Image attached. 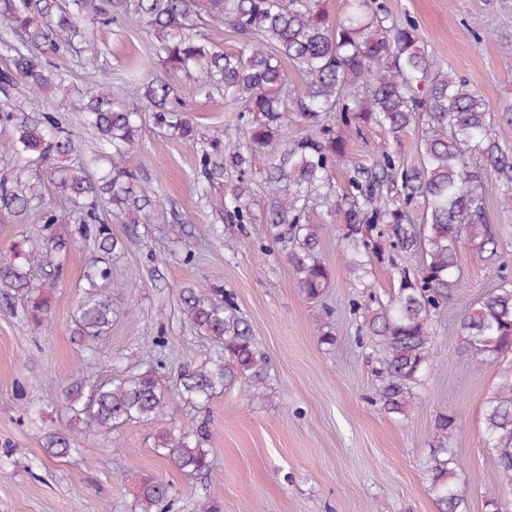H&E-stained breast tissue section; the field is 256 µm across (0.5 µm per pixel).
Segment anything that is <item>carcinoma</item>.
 Listing matches in <instances>:
<instances>
[{
  "instance_id": "carcinoma-1",
  "label": "carcinoma",
  "mask_w": 512,
  "mask_h": 512,
  "mask_svg": "<svg viewBox=\"0 0 512 512\" xmlns=\"http://www.w3.org/2000/svg\"><path fill=\"white\" fill-rule=\"evenodd\" d=\"M229 24L241 37L235 51L218 47L193 29L201 12ZM134 14L153 36L151 56L162 74L138 73L113 85L91 84L79 92L70 111L83 126L112 147L110 168L91 171L80 159L79 143L52 112H35L15 96L23 82L45 98L70 94L67 75L50 57L81 44V52H98L85 34L89 24H109ZM0 32L9 64L0 69V163L18 172L0 178V216L38 214L43 236L34 247L20 244L13 256L0 260V288L26 301L25 318L45 326L51 311L48 295L32 284L38 268L52 281L64 277L61 253L76 234L93 243L101 256L90 261L83 278L87 287L74 316L72 338L83 351L96 352L112 325V290L122 284L112 277V256L121 243L112 223L148 224L156 204L154 190L140 175L131 153L139 138L142 116L125 103L124 90L142 81V99L154 124L195 139L194 125L175 118L173 80L188 77L208 95L241 104L243 132L225 139L198 142L200 177L208 186L224 182V167L243 175L253 155L266 154L268 201L266 223L289 225L293 246L287 253L297 288L309 299L321 297L330 273L320 258L323 225L313 223L318 211L343 214L345 238L362 269L388 262L397 274V289L374 313L366 334L384 354V377L378 391L381 408L401 415L414 385L436 360L431 320L448 308L463 287L458 248L466 243L491 265L503 259L486 200L493 194L512 204V146L494 131L492 108L469 82L441 67L417 36L411 19L398 20L380 0H346V10L331 18L324 0H0ZM302 78L295 85L284 65ZM309 133L288 139V109ZM368 128L383 132L387 143L368 164L347 158L344 131ZM417 136V161L405 164L402 145ZM35 167L53 176L72 206L68 223L45 203L39 176L24 178ZM346 173L339 189L333 173ZM398 185L392 196L388 187ZM241 181L224 211L235 224L255 217ZM421 210L420 222L413 213ZM417 253L420 266L409 274L397 267L393 254ZM219 288L202 285L181 290V312L206 342L221 350L197 366L177 371L165 390L154 367L136 368L96 386L79 376L62 390L69 426L106 429L152 420L174 393L192 413L173 430L155 439V453L187 476H199L213 465L209 432L195 415L224 390L247 380L253 394H264L267 363L255 348L249 324ZM457 351L470 361L512 356V281L491 289L457 327ZM484 435L496 468L486 490V512H506L505 494L512 491V365L500 375L494 396L483 408ZM456 425L444 418L435 448L421 470L437 512H466L455 491L459 461L448 445ZM70 438L53 432L45 438L46 455H69ZM134 512H168L171 486L142 474L132 478Z\"/></svg>"
}]
</instances>
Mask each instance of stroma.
<instances>
[{"instance_id": "obj_1", "label": "stroma", "mask_w": 512, "mask_h": 512, "mask_svg": "<svg viewBox=\"0 0 512 512\" xmlns=\"http://www.w3.org/2000/svg\"><path fill=\"white\" fill-rule=\"evenodd\" d=\"M393 16L412 19L421 40L447 70L465 79L495 113L512 105V0H384ZM98 53L89 58L66 52L54 59L72 85L110 83L142 66L152 42L134 16L111 27H93ZM180 111L199 138L235 134L237 105L200 93L177 79ZM17 95L40 111L55 113L81 144V154H98L100 144L59 102L35 95L24 84ZM135 149L143 175L159 205L148 224H116L123 251L112 262L123 287L112 297V327L98 353L81 351L71 338L91 247L75 239L65 257V277L51 290L49 325L35 328L22 302L0 294V512H132L127 475L141 472L168 482L169 512H196L214 498L221 512H436L420 470L433 444L440 416L459 425L451 440L461 459L456 485L468 512H485L484 492L495 461L480 416L494 393L498 361H469L457 353L456 322L501 276L512 278V207L489 198L487 213L507 269L486 265L462 246L459 262L467 285L432 322L439 357L413 389L404 414H386L376 401L380 354L365 326L375 308L356 280L344 244L339 215L325 217L328 230L320 255L331 275L323 299H306L286 259L287 227L265 222L268 197L265 160L255 155L249 174L250 208L256 221L231 224L224 197L235 179L203 190L199 157L191 142L167 136L144 118ZM188 232L196 257L185 261L181 232ZM217 286L230 293L268 358L264 397L247 383L214 397L200 417L212 436L211 470L189 478L154 450L157 435L185 419L187 409L169 398L154 420L106 432L69 426L57 396L74 372L97 384L145 361H161L169 382L185 365H199L213 349L201 346L180 313L179 290L186 285ZM331 333L333 344L322 343ZM164 347H152L154 337ZM34 405L29 416L25 404ZM70 429L72 452L47 460V433Z\"/></svg>"}]
</instances>
